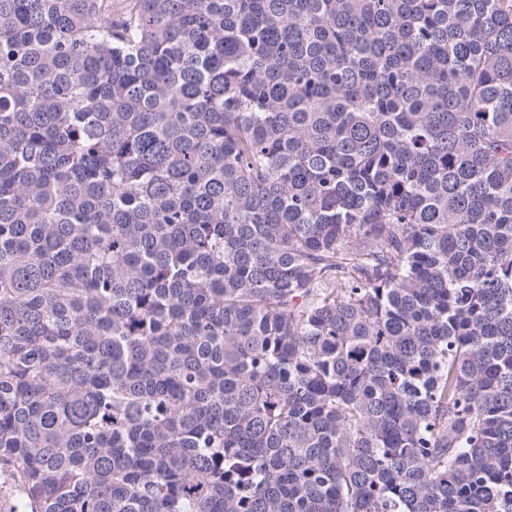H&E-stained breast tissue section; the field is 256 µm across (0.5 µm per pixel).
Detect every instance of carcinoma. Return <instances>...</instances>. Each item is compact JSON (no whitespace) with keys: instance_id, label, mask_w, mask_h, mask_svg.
<instances>
[{"instance_id":"1","label":"carcinoma","mask_w":512,"mask_h":512,"mask_svg":"<svg viewBox=\"0 0 512 512\" xmlns=\"http://www.w3.org/2000/svg\"><path fill=\"white\" fill-rule=\"evenodd\" d=\"M21 512H512V0H0Z\"/></svg>"}]
</instances>
